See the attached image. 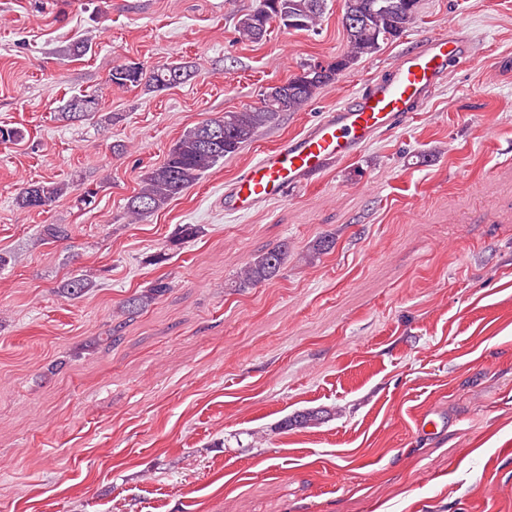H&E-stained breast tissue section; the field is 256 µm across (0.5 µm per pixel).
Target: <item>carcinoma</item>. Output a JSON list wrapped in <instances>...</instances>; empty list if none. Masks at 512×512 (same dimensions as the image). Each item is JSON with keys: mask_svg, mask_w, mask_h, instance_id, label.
Masks as SVG:
<instances>
[{"mask_svg": "<svg viewBox=\"0 0 512 512\" xmlns=\"http://www.w3.org/2000/svg\"><path fill=\"white\" fill-rule=\"evenodd\" d=\"M419 0H344L341 24L346 34L347 50L323 67L308 65L285 81L277 95L264 91L260 104L239 111L224 113L220 119L204 121L185 131L169 149L164 161L142 178L138 192L127 200V212L137 220L165 209L184 191L197 184L204 174L224 159L236 155L252 142L266 127L287 112H299L323 87L335 82L345 71L362 58L376 54L381 44L400 37L415 22ZM327 0H259L257 7L242 14L236 26L239 39L250 43L262 41L277 23L293 30H310L324 14ZM190 76L187 67L163 64L147 69L141 65H121L112 69L110 83L117 88L142 85L153 92L164 91ZM219 128L223 139L213 148L204 143L207 128ZM65 192L56 182H32L21 187L15 197L16 204L29 210H46ZM196 224H184L169 241L170 249L199 235ZM70 230L65 224H46L41 240H68ZM335 237L329 234L312 241L305 254L307 261L329 253ZM288 260V244L261 250L251 256L240 272L234 287L252 288L275 277ZM95 287L84 277H73L63 284L64 292L76 299ZM171 288L166 278L160 277L147 288L127 300L126 308L144 311ZM321 419L318 411H301L283 423V427H305Z\"/></svg>", "mask_w": 512, "mask_h": 512, "instance_id": "1", "label": "carcinoma"}]
</instances>
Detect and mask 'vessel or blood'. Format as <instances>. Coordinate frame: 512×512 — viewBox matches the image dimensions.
I'll list each match as a JSON object with an SVG mask.
<instances>
[{
  "label": "vessel or blood",
  "mask_w": 512,
  "mask_h": 512,
  "mask_svg": "<svg viewBox=\"0 0 512 512\" xmlns=\"http://www.w3.org/2000/svg\"><path fill=\"white\" fill-rule=\"evenodd\" d=\"M456 35L426 41L397 57L389 78L371 80L352 103L340 106L306 131L265 151L224 192V210L245 215L288 190L309 184L336 161L348 159L398 118L410 115L466 59Z\"/></svg>",
  "instance_id": "vessel-or-blood-1"
}]
</instances>
